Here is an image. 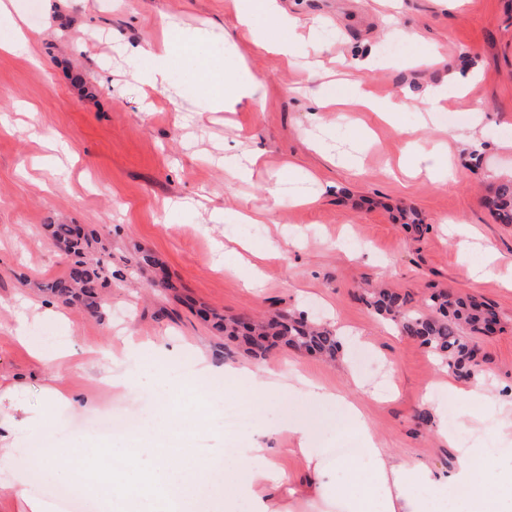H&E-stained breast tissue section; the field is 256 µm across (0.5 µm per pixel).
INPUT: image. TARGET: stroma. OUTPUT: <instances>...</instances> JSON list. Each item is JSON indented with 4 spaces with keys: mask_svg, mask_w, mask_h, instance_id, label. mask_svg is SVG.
Returning a JSON list of instances; mask_svg holds the SVG:
<instances>
[{
    "mask_svg": "<svg viewBox=\"0 0 512 512\" xmlns=\"http://www.w3.org/2000/svg\"><path fill=\"white\" fill-rule=\"evenodd\" d=\"M5 2L25 18L31 45L27 54L0 50V122L14 127L0 132V382L18 385L15 395L0 397V406L18 405L44 418L17 440L21 461L41 440L55 448L97 447L78 426L103 411L118 422L126 412H141L157 423L151 441L198 449L212 464L223 463L228 444L248 446L255 428L272 431L290 419L310 425L313 445L326 449L328 463H335L339 449L358 447L341 407L303 395L262 401L240 427L225 428L224 410L242 412L243 395L220 374L200 381L206 406L195 413L194 435L186 436L159 422L162 402L179 380L169 372L170 359L152 352L135 363L144 391L116 395L75 359L61 373L64 387L79 394L77 405H48V371L63 343L116 349L130 334L171 336L188 353L204 350L222 365L244 362L245 354L225 349L223 337L200 317L203 308L232 317L302 312L335 328L342 336L335 361L277 348L259 363L301 369L333 388L351 374L367 387L392 388L382 401L362 393L355 400L394 459L420 460L446 474L455 470L459 456L438 430L444 417L471 443L500 439V421L512 418V288L501 282L512 269V224L496 222L483 200L512 178V0H278L314 26L312 41L295 47L289 59L256 52L240 35L238 0H38L34 23L27 20L29 0ZM185 29L216 33L201 48L209 67L230 71L246 63L261 82L258 104L207 111L211 86L180 62L155 110L143 112L142 86L130 77L134 59L112 54L109 37L141 45ZM365 43L379 58L369 77L381 98L404 85L422 95L452 69L475 71L476 78L466 97L451 101L428 127L418 128L414 107L395 125L377 127V142L357 175L309 145V138L320 137L343 152L353 150L351 142L336 139L344 124L339 113L313 115L301 92L317 63L351 59ZM476 109L486 140L479 151L448 142L454 184L386 173V161L401 154L410 130L440 140L444 129L467 125ZM29 111L32 133L20 128ZM238 134L264 151L247 183L225 172L224 141ZM274 192L281 199L275 219L284 253L266 262L259 287L247 288L236 251L244 243L265 251L270 232L264 224L240 223L238 215L265 211ZM297 193L314 196V203L288 206ZM404 210L416 211L426 230H406ZM51 219L94 229L113 267L132 268L139 245L164 269L113 281L95 316L52 302L15 279L19 272L33 279L67 272L69 258L43 229ZM461 224L474 254L492 247L495 275L470 277L455 247ZM165 276L173 290L158 288ZM379 281L415 304L445 288L494 307L497 329L477 347L496 410L439 391L425 403L440 364L420 340L400 334L366 305L368 285ZM20 324L42 360L16 342ZM431 404L437 412L422 422L419 415Z\"/></svg>",
    "mask_w": 512,
    "mask_h": 512,
    "instance_id": "stroma-1",
    "label": "stroma"
}]
</instances>
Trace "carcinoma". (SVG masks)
Listing matches in <instances>:
<instances>
[{
    "label": "carcinoma",
    "mask_w": 512,
    "mask_h": 512,
    "mask_svg": "<svg viewBox=\"0 0 512 512\" xmlns=\"http://www.w3.org/2000/svg\"><path fill=\"white\" fill-rule=\"evenodd\" d=\"M485 206L498 223L512 224V180L499 183L485 198ZM45 230L55 241L70 242L72 261L64 275L38 281L35 287L63 305L98 313L105 303L101 288L114 278H125V273L112 269L111 253L94 233L76 224L60 223L47 224ZM366 304L390 319L402 334L419 338L459 377H469L479 367L473 339L484 334L486 324L497 318L489 305L449 290L435 291L422 306L414 307L390 289L373 288L366 294ZM213 318L217 332L254 355L284 347L334 358L339 349L336 330L314 325L301 314L278 312L260 319H225L215 314Z\"/></svg>",
    "instance_id": "carcinoma-1"
}]
</instances>
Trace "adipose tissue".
<instances>
[{"mask_svg": "<svg viewBox=\"0 0 512 512\" xmlns=\"http://www.w3.org/2000/svg\"><path fill=\"white\" fill-rule=\"evenodd\" d=\"M263 17L270 19V27L260 25L259 20ZM235 26L257 51L265 53L290 55L303 39L298 21L284 13L277 0H247L237 11ZM112 48L120 53L132 52L134 57L141 59L136 77L143 86L154 91L168 88L175 57L169 48L150 42L131 49L119 40L113 41ZM348 67L342 80L345 94H335L330 83H319L307 97L310 108L318 112L354 108L374 113L380 122L386 123L409 107L410 100L406 95L379 100L368 91L366 83L373 68L371 58L349 61ZM209 81L214 87L207 103L211 112H232L243 102L256 101L260 88L258 78L246 67L231 74L212 73ZM141 348V343L131 340L118 353L87 345L61 350L60 355L107 361L102 384L116 392L131 394L139 391L140 380L136 371L127 367L126 361ZM197 365L200 372H220L225 381L241 385L244 400L250 406L260 400L277 398L285 391L294 395L302 393L321 403L342 404L349 423L354 425L361 439V446L355 456L328 467L323 463L320 449L314 448L309 429L303 423L288 421L275 433L258 429L253 433L249 447L227 451L223 487L212 491L202 488L204 473L199 467L185 465L164 455L156 456L152 471L155 495L164 503L167 512H178L179 509L178 503L168 496L170 487L189 473L199 485L195 495L199 512H234L241 499L250 502L252 512H276L273 495L284 488L287 479L276 462L279 449L269 445L275 434L288 436L296 453L305 458L311 473L305 486L306 493L336 505L338 512H457L461 507L466 512H512L497 494L499 481L512 471L510 448H459L461 464L448 474L420 461H395L381 448L357 405L299 370L277 372L249 365L221 367L202 355L198 356ZM30 421V416L21 417L15 411L0 409V473L6 475L8 487L19 497L21 512H45V503L24 491L26 473L13 446ZM420 485L433 490V499L424 500L416 495L415 489Z\"/></svg>", "mask_w": 512, "mask_h": 512, "instance_id": "obj_1", "label": "adipose tissue"}]
</instances>
